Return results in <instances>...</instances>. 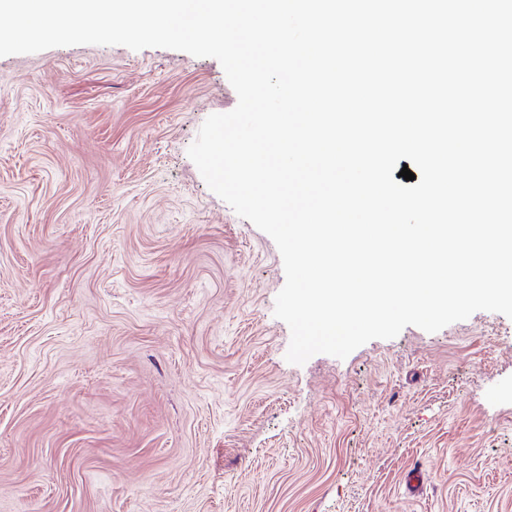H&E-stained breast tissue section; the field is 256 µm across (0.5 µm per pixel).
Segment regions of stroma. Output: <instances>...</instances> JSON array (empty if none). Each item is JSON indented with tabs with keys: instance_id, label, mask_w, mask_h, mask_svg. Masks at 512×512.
<instances>
[{
	"instance_id": "obj_1",
	"label": "stroma",
	"mask_w": 512,
	"mask_h": 512,
	"mask_svg": "<svg viewBox=\"0 0 512 512\" xmlns=\"http://www.w3.org/2000/svg\"><path fill=\"white\" fill-rule=\"evenodd\" d=\"M236 100L172 49L0 57V512H512V319L288 363L280 252L187 154Z\"/></svg>"
}]
</instances>
